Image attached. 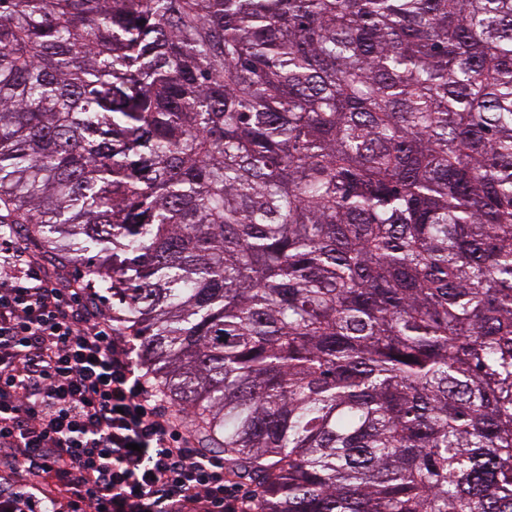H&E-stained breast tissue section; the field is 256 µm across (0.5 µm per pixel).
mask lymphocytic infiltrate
I'll return each mask as SVG.
<instances>
[{"mask_svg":"<svg viewBox=\"0 0 512 512\" xmlns=\"http://www.w3.org/2000/svg\"><path fill=\"white\" fill-rule=\"evenodd\" d=\"M132 353L0 224V512H256Z\"/></svg>","mask_w":512,"mask_h":512,"instance_id":"obj_1","label":"lymphocytic infiltrate"}]
</instances>
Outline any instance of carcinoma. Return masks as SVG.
<instances>
[{
    "instance_id": "1",
    "label": "carcinoma",
    "mask_w": 512,
    "mask_h": 512,
    "mask_svg": "<svg viewBox=\"0 0 512 512\" xmlns=\"http://www.w3.org/2000/svg\"><path fill=\"white\" fill-rule=\"evenodd\" d=\"M0 224L259 512H512V0H0Z\"/></svg>"
}]
</instances>
